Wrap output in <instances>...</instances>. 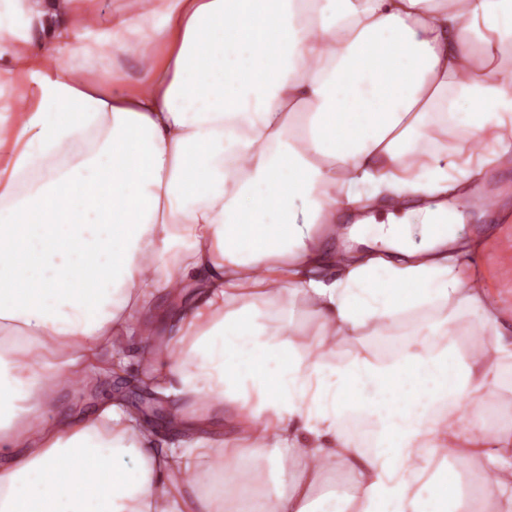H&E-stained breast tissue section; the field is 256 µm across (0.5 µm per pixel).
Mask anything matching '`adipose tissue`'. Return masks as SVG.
Instances as JSON below:
<instances>
[{
    "mask_svg": "<svg viewBox=\"0 0 512 512\" xmlns=\"http://www.w3.org/2000/svg\"><path fill=\"white\" fill-rule=\"evenodd\" d=\"M511 157L512 0H0V512H512V324L406 205ZM132 336L189 446L48 418Z\"/></svg>",
    "mask_w": 512,
    "mask_h": 512,
    "instance_id": "adipose-tissue-1",
    "label": "adipose tissue"
}]
</instances>
